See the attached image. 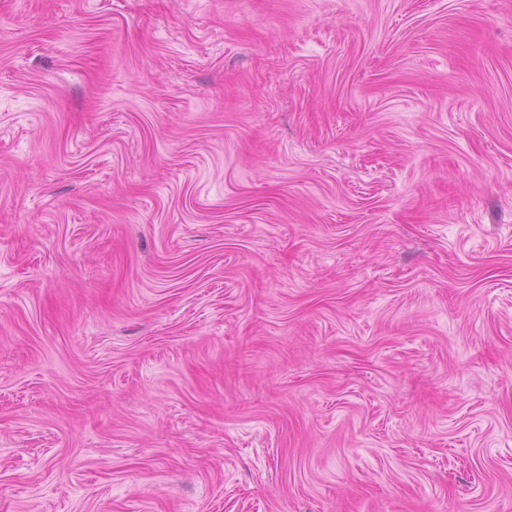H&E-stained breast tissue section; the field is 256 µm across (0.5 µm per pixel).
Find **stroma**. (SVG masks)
<instances>
[{
	"label": "stroma",
	"instance_id": "1",
	"mask_svg": "<svg viewBox=\"0 0 512 512\" xmlns=\"http://www.w3.org/2000/svg\"><path fill=\"white\" fill-rule=\"evenodd\" d=\"M0 512H512V0H0Z\"/></svg>",
	"mask_w": 512,
	"mask_h": 512
}]
</instances>
